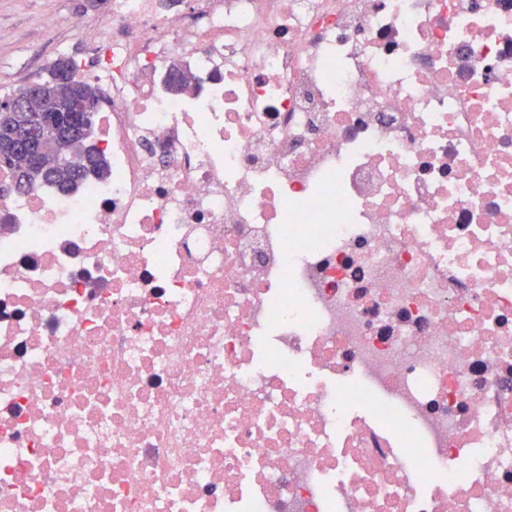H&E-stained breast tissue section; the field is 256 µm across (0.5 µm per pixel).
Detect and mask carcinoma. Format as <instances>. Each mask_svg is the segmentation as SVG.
<instances>
[{"label": "carcinoma", "instance_id": "carcinoma-1", "mask_svg": "<svg viewBox=\"0 0 512 512\" xmlns=\"http://www.w3.org/2000/svg\"><path fill=\"white\" fill-rule=\"evenodd\" d=\"M38 104L59 115H63L78 103L89 105L86 135H91L92 116L99 99L98 88L86 80L76 77L73 62L66 58L57 59L49 70V78L39 82ZM21 92L15 89L0 96V141L11 144L24 134L32 113L14 110L8 104ZM0 169L9 174V182L0 186V193L28 191L39 184L67 190L86 177L89 172L106 173L103 158L98 152L82 153L78 145L52 150L43 166L35 167L24 153H10Z\"/></svg>", "mask_w": 512, "mask_h": 512}]
</instances>
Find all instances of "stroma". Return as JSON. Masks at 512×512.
I'll list each match as a JSON object with an SVG mask.
<instances>
[{
  "instance_id": "35a3bbf8",
  "label": "stroma",
  "mask_w": 512,
  "mask_h": 512,
  "mask_svg": "<svg viewBox=\"0 0 512 512\" xmlns=\"http://www.w3.org/2000/svg\"><path fill=\"white\" fill-rule=\"evenodd\" d=\"M111 14L112 0H0V90L46 78L61 56L91 61L93 38ZM48 17L56 28H45ZM75 19L82 22L77 31Z\"/></svg>"
}]
</instances>
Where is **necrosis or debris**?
Listing matches in <instances>:
<instances>
[{"label":"necrosis or debris","instance_id":"obj_1","mask_svg":"<svg viewBox=\"0 0 512 512\" xmlns=\"http://www.w3.org/2000/svg\"><path fill=\"white\" fill-rule=\"evenodd\" d=\"M77 72L111 176L0 195V512H512V0H112Z\"/></svg>","mask_w":512,"mask_h":512}]
</instances>
